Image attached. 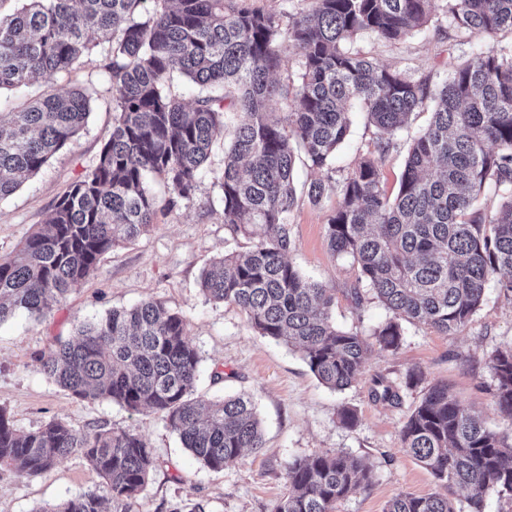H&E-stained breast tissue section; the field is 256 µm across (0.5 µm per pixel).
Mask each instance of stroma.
Wrapping results in <instances>:
<instances>
[{"mask_svg": "<svg viewBox=\"0 0 512 512\" xmlns=\"http://www.w3.org/2000/svg\"><path fill=\"white\" fill-rule=\"evenodd\" d=\"M512 45V35L473 32L453 41L433 30L387 42L366 32L355 41L378 66L408 70L439 86L454 65L473 48ZM109 58L95 47L68 75L41 77L30 92L64 93L92 90L91 114L74 141L56 153L40 172L13 195L0 200V256L15 254L27 236L44 227L56 199L69 184L95 164L102 142L112 128V82ZM429 112L413 114L407 129L382 165L383 185L395 193L404 170L408 141L425 126ZM350 133L337 152V164L352 171L374 149V129L360 107L349 113ZM224 166V144L216 142L199 176L191 202L168 207L169 190L151 183L161 207L154 226L136 240L105 254L97 271L64 303L51 305L44 316H17L0 324V406L13 425L33 431L53 419L80 433L105 427L139 434L152 448L155 464L146 490L132 508L113 502L105 480L81 452L60 460L47 474L21 478L0 469V512H38L39 508L87 492L96 493L106 512H272L287 491L285 465L294 457L345 451L362 458L373 472L369 487L337 501L334 512H385L400 493L425 496L442 486L401 441L402 426L424 394L447 385L484 423L497 431L512 429L499 411L488 367L492 352L512 344V296L490 287L472 320L446 335L425 325L409 324L400 348L373 350L356 381L342 391L322 385L302 354L261 336L239 308L206 300L200 288L202 270L214 258L247 250L252 238L225 226L214 176ZM336 207L335 197L312 205L300 197L290 217L292 264L304 275L335 289L332 318L346 330L371 335L388 313L377 301L354 308L343 290L354 282L349 260L330 250L325 224ZM155 299L184 316L188 342L200 355L195 398L213 401L237 393L252 394L257 403L264 445L244 451L236 462L213 471L185 448L158 414L132 412L107 400H81L54 384L43 373L41 358L58 338L70 336L80 321L105 317L110 311ZM421 372L407 386L410 372ZM399 388L401 404L372 399L375 378ZM353 409L354 426L343 425L342 408Z\"/></svg>", "mask_w": 512, "mask_h": 512, "instance_id": "obj_1", "label": "stroma"}]
</instances>
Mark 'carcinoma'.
Segmentation results:
<instances>
[{"mask_svg":"<svg viewBox=\"0 0 512 512\" xmlns=\"http://www.w3.org/2000/svg\"><path fill=\"white\" fill-rule=\"evenodd\" d=\"M234 0H29L0 23V89L38 76L69 74L84 53L109 43L112 130L96 164L73 181L52 209L45 231L31 233L13 256H0V323L18 312L40 316L97 269L114 247L148 232L157 199L149 176L190 202L217 136L224 168L217 177L222 218L252 247L212 260L200 286L208 300L238 307L260 335L299 347L318 381L342 391L357 379L372 346L399 349L403 324L452 335L480 309L488 284L512 295V50L474 48L434 91L429 79L374 65L352 51L372 31L387 42L427 27L434 0H307L281 18L238 8ZM512 34V0H446L435 32ZM298 76L272 79L285 49ZM197 86L190 105L171 90L174 73ZM295 100L276 115L275 107ZM92 93L41 95L0 112V200L72 143L90 114ZM357 102L375 128L374 151L346 175L316 179L307 189L318 205L336 196L326 238L333 254L356 268L347 296L368 297L389 318L375 344L332 320L336 292L310 281L288 261V229L297 205L298 155L310 167L336 171V151L349 132L347 105ZM431 110L413 138L395 196L381 167L408 116ZM492 190L498 210L475 207ZM199 355L186 340V320L148 299L81 322L74 335L42 358L54 383L82 400H109L160 414L205 467L221 471L263 437L252 397L204 407L193 398ZM493 396L512 421V345L489 359ZM372 397L397 404L384 379ZM401 440L442 483L443 493L397 494L386 512H457L454 488L469 512H483L494 493L512 503V432L487 428L448 391L429 389L408 416ZM82 452L118 501L139 499L153 451L138 434L103 427L78 433L61 420L17 430L0 407V467L22 477L49 472ZM288 492L273 512H333L337 501L373 480L346 452L288 461ZM37 512H103L87 492Z\"/></svg>","mask_w":512,"mask_h":512,"instance_id":"1","label":"carcinoma"}]
</instances>
